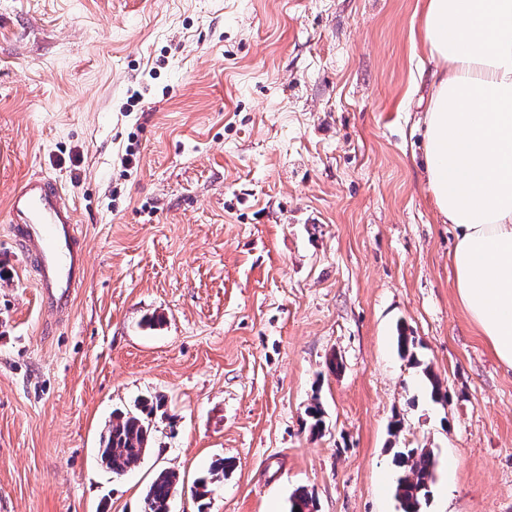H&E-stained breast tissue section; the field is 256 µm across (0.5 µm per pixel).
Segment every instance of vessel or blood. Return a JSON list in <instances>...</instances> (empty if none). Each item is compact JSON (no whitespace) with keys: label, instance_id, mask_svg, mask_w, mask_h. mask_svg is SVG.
Listing matches in <instances>:
<instances>
[{"label":"vessel or blood","instance_id":"b4317fda","mask_svg":"<svg viewBox=\"0 0 512 512\" xmlns=\"http://www.w3.org/2000/svg\"><path fill=\"white\" fill-rule=\"evenodd\" d=\"M6 220L26 255L44 306L65 313L87 274L76 209L57 181L33 175L12 193Z\"/></svg>","mask_w":512,"mask_h":512}]
</instances>
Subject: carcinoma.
<instances>
[{
	"label": "carcinoma",
	"instance_id": "cac0c4a2",
	"mask_svg": "<svg viewBox=\"0 0 512 512\" xmlns=\"http://www.w3.org/2000/svg\"><path fill=\"white\" fill-rule=\"evenodd\" d=\"M163 406L162 399L145 400L135 410L118 413L101 438L98 454L101 463L115 475H121L146 451L152 431L153 416ZM402 470L395 487L401 512H423L435 481L436 459L426 448H409L395 454ZM228 464L218 458L211 464L208 476L198 482L196 495L208 493V484L224 477ZM180 487L179 475L169 469L157 473L144 496L143 512H169L171 497ZM289 512H318L315 499L304 489L290 497Z\"/></svg>",
	"mask_w": 512,
	"mask_h": 512
}]
</instances>
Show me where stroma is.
Returning a JSON list of instances; mask_svg holds the SVG:
<instances>
[{
  "label": "stroma",
  "mask_w": 512,
  "mask_h": 512,
  "mask_svg": "<svg viewBox=\"0 0 512 512\" xmlns=\"http://www.w3.org/2000/svg\"><path fill=\"white\" fill-rule=\"evenodd\" d=\"M422 7L0 0V512H142L164 468L171 512H288L300 487L319 512H399L404 448L438 460L425 512H512V368L457 300L420 164ZM36 174L87 253L57 325L5 222ZM156 395L113 475V411ZM163 406L161 398L144 400L134 411H121L101 438L98 454L101 463L115 475H122L146 451L153 416Z\"/></svg>",
  "instance_id": "stroma-1"
}]
</instances>
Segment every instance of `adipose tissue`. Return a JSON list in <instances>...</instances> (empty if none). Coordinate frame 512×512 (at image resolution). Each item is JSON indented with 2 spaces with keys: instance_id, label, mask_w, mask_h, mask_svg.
Returning <instances> with one entry per match:
<instances>
[{
  "instance_id": "ef3b65f1",
  "label": "adipose tissue",
  "mask_w": 512,
  "mask_h": 512,
  "mask_svg": "<svg viewBox=\"0 0 512 512\" xmlns=\"http://www.w3.org/2000/svg\"><path fill=\"white\" fill-rule=\"evenodd\" d=\"M421 28L441 68L424 120L426 183L456 232L458 299L512 368V0H428Z\"/></svg>"
}]
</instances>
